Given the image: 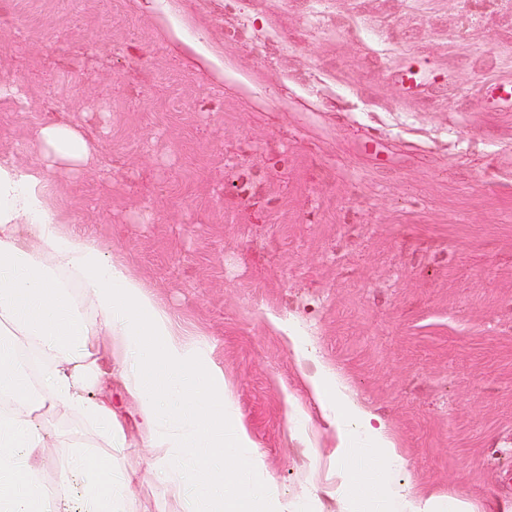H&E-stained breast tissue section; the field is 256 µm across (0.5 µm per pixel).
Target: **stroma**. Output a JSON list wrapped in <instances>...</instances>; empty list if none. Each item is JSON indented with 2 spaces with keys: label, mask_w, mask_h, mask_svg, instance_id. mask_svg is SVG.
Wrapping results in <instances>:
<instances>
[{
  "label": "stroma",
  "mask_w": 512,
  "mask_h": 512,
  "mask_svg": "<svg viewBox=\"0 0 512 512\" xmlns=\"http://www.w3.org/2000/svg\"><path fill=\"white\" fill-rule=\"evenodd\" d=\"M0 82L29 101L0 99V157L38 165L49 119L90 141L50 209L209 345L290 512L351 507L320 364L395 481L512 512V0H0ZM106 390L124 441L40 420L42 478L80 445L131 477L124 512H185Z\"/></svg>",
  "instance_id": "35a3bbf8"
}]
</instances>
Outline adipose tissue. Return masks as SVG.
Instances as JSON below:
<instances>
[{
    "mask_svg": "<svg viewBox=\"0 0 512 512\" xmlns=\"http://www.w3.org/2000/svg\"><path fill=\"white\" fill-rule=\"evenodd\" d=\"M38 149L41 165L27 170L0 159V320L11 326L8 338L0 339V396L10 400L0 409V512H52L53 493L20 454L46 445L36 423L40 412L77 410L110 441L122 438L111 398L83 396L102 382L98 359L104 349L112 377L137 405L158 466L184 465L171 492L185 499L187 512H284L209 349L188 338L121 261H105L93 238L63 232L49 209L50 173L77 169L93 145L75 127L47 122ZM23 220L35 226V243L26 249L16 243ZM73 283L81 284L80 297L72 296ZM90 311L95 320L87 319ZM308 384L336 433L345 494L358 491L370 469L382 488L369 512H474L465 499L452 496L443 504L393 485L390 476L402 457L385 425L352 403L336 372L322 369ZM75 458L87 473V512H121L125 480L84 451ZM200 487L206 497L197 495Z\"/></svg>",
    "mask_w": 512,
    "mask_h": 512,
    "instance_id": "ef3b65f1",
    "label": "adipose tissue"
}]
</instances>
